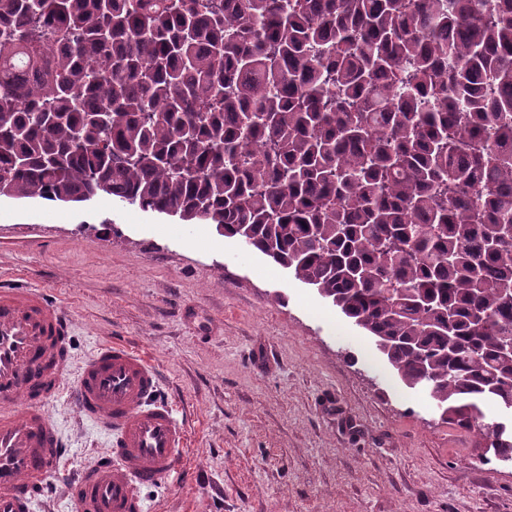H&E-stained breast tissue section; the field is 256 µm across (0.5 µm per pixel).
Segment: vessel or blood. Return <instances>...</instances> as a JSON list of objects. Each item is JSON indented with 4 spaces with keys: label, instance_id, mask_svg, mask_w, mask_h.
Segmentation results:
<instances>
[{
    "label": "vessel or blood",
    "instance_id": "1",
    "mask_svg": "<svg viewBox=\"0 0 512 512\" xmlns=\"http://www.w3.org/2000/svg\"><path fill=\"white\" fill-rule=\"evenodd\" d=\"M69 335L42 291L0 281V512H34L65 454L45 406L65 389ZM160 387L154 363L121 342L83 364L75 408L110 448L66 486L79 512H145L143 489L181 470L187 424Z\"/></svg>",
    "mask_w": 512,
    "mask_h": 512
}]
</instances>
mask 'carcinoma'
<instances>
[{
  "label": "carcinoma",
  "instance_id": "carcinoma-1",
  "mask_svg": "<svg viewBox=\"0 0 512 512\" xmlns=\"http://www.w3.org/2000/svg\"><path fill=\"white\" fill-rule=\"evenodd\" d=\"M213 224L512 460V0H0V196Z\"/></svg>",
  "mask_w": 512,
  "mask_h": 512
}]
</instances>
